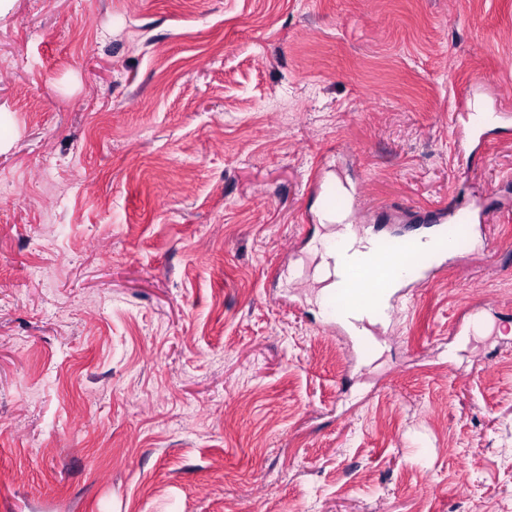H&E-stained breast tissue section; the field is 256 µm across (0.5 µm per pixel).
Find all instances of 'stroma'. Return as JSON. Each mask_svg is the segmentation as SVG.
Masks as SVG:
<instances>
[{
	"label": "stroma",
	"mask_w": 512,
	"mask_h": 512,
	"mask_svg": "<svg viewBox=\"0 0 512 512\" xmlns=\"http://www.w3.org/2000/svg\"><path fill=\"white\" fill-rule=\"evenodd\" d=\"M0 60V512H512V123L449 147L512 0H15ZM316 170L491 226L366 365L293 276Z\"/></svg>",
	"instance_id": "obj_1"
}]
</instances>
